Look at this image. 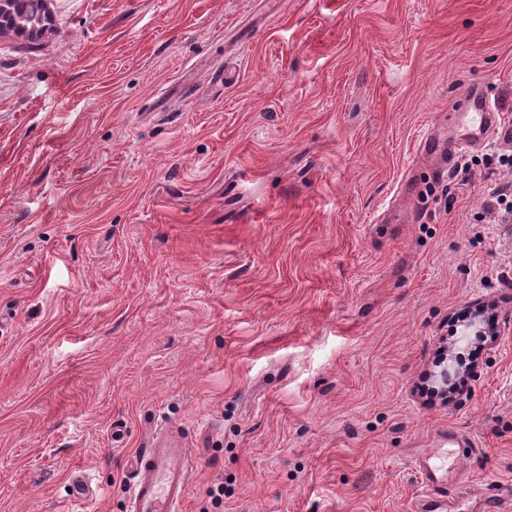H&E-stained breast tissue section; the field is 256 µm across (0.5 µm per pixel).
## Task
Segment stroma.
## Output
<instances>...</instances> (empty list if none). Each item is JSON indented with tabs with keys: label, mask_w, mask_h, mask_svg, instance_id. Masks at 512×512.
Segmentation results:
<instances>
[{
	"label": "stroma",
	"mask_w": 512,
	"mask_h": 512,
	"mask_svg": "<svg viewBox=\"0 0 512 512\" xmlns=\"http://www.w3.org/2000/svg\"><path fill=\"white\" fill-rule=\"evenodd\" d=\"M53 4L0 39V512H129L170 428L180 512H413L450 427L456 512H512V168L417 151L470 85L512 119V0Z\"/></svg>",
	"instance_id": "obj_1"
}]
</instances>
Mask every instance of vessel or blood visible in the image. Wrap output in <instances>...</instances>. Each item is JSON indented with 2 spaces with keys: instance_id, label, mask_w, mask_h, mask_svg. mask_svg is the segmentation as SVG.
Listing matches in <instances>:
<instances>
[{
  "instance_id": "vessel-or-blood-1",
  "label": "vessel or blood",
  "mask_w": 512,
  "mask_h": 512,
  "mask_svg": "<svg viewBox=\"0 0 512 512\" xmlns=\"http://www.w3.org/2000/svg\"><path fill=\"white\" fill-rule=\"evenodd\" d=\"M461 121L481 132H494L500 141H512V123L503 120L481 87L466 91ZM130 465L136 475L130 499L132 512H178L192 472V453L181 437L149 443L132 457ZM416 470L425 493L417 500L415 512H448L447 470L435 464L429 453L417 458Z\"/></svg>"
}]
</instances>
